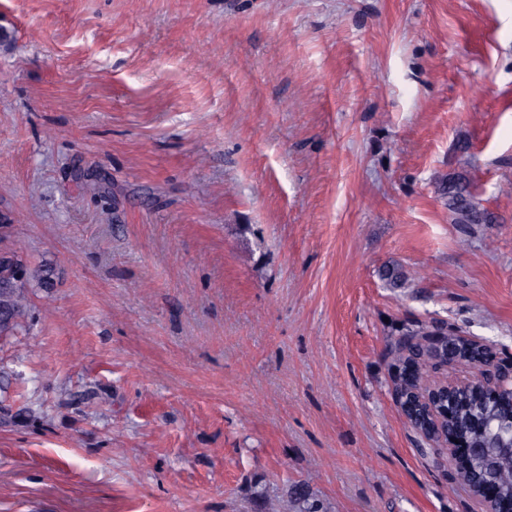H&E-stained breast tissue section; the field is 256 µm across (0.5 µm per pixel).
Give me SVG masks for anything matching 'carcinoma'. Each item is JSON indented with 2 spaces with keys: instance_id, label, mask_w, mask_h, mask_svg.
<instances>
[{
  "instance_id": "cac0c4a2",
  "label": "carcinoma",
  "mask_w": 512,
  "mask_h": 512,
  "mask_svg": "<svg viewBox=\"0 0 512 512\" xmlns=\"http://www.w3.org/2000/svg\"><path fill=\"white\" fill-rule=\"evenodd\" d=\"M441 195L456 224H487L488 214L471 200L466 186L446 183ZM37 284L45 292L54 288V269L48 264L34 269L24 279L16 278L7 267L0 266V338L17 335L26 328L32 308L31 287ZM390 359L391 381L396 401L408 424L423 439H429L427 417L435 415L448 425L451 433L466 435L471 445L487 452L478 462L455 460L448 470L476 472L479 482L497 486L500 501L512 500V459L499 455L489 431L474 429L472 421L496 427L512 420V396L496 392L489 384H481L465 392L443 393L444 383L427 382L429 373L452 363L469 364L488 358L491 352L464 336L450 334L441 326L416 324L391 332L385 344Z\"/></svg>"
}]
</instances>
